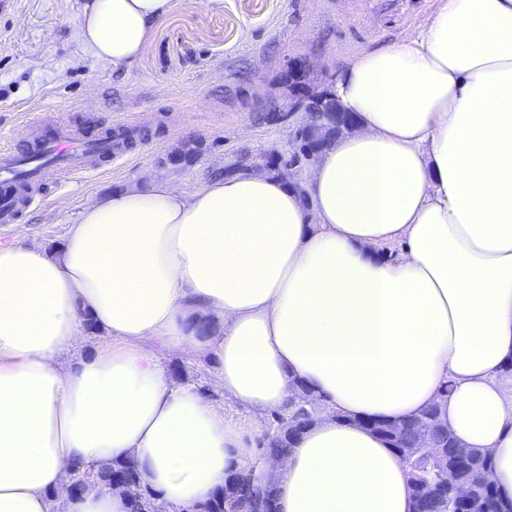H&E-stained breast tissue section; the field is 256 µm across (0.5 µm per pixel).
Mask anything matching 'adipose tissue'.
<instances>
[{"instance_id": "adipose-tissue-1", "label": "adipose tissue", "mask_w": 512, "mask_h": 512, "mask_svg": "<svg viewBox=\"0 0 512 512\" xmlns=\"http://www.w3.org/2000/svg\"><path fill=\"white\" fill-rule=\"evenodd\" d=\"M171 7L95 0L82 39L133 64ZM335 95L356 123L301 188L157 181L88 201L53 253L0 243V512H50L74 468L130 456L178 512L223 487L251 445L158 347L208 353L256 414L299 384L328 405L274 468L277 512H411L370 424L433 407L512 500V0H441ZM88 321L119 345L61 365Z\"/></svg>"}]
</instances>
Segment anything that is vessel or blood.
<instances>
[{
    "instance_id": "obj_1",
    "label": "vessel or blood",
    "mask_w": 512,
    "mask_h": 512,
    "mask_svg": "<svg viewBox=\"0 0 512 512\" xmlns=\"http://www.w3.org/2000/svg\"><path fill=\"white\" fill-rule=\"evenodd\" d=\"M111 154V137L71 135L53 114H46L26 148L0 149V224L17 221L20 201L34 186L53 176L97 170L99 160Z\"/></svg>"
}]
</instances>
